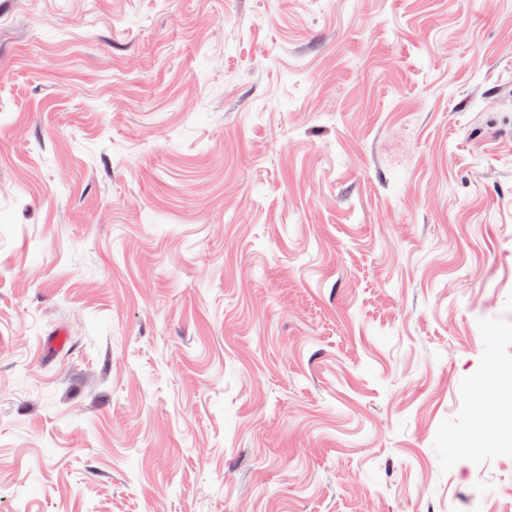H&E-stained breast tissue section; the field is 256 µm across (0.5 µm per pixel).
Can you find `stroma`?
I'll list each match as a JSON object with an SVG mask.
<instances>
[{"mask_svg":"<svg viewBox=\"0 0 512 512\" xmlns=\"http://www.w3.org/2000/svg\"><path fill=\"white\" fill-rule=\"evenodd\" d=\"M505 379L512 0H0V512H512Z\"/></svg>","mask_w":512,"mask_h":512,"instance_id":"obj_1","label":"stroma"}]
</instances>
